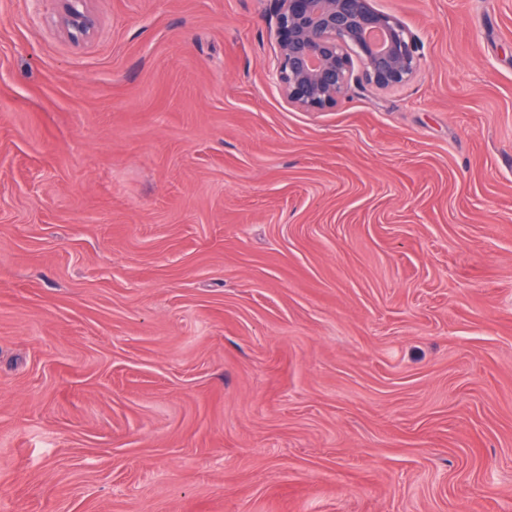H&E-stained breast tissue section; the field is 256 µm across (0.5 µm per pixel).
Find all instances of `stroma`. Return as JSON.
<instances>
[{
  "instance_id": "35a3bbf8",
  "label": "stroma",
  "mask_w": 512,
  "mask_h": 512,
  "mask_svg": "<svg viewBox=\"0 0 512 512\" xmlns=\"http://www.w3.org/2000/svg\"><path fill=\"white\" fill-rule=\"evenodd\" d=\"M289 104L272 0H0V512H512V0H372ZM88 1L61 0L60 25L73 39L82 40L90 37L96 27V18L88 7ZM371 0H275L272 32L279 49L276 81L289 103L306 111L336 106L352 84L389 89L419 69L421 47L395 17ZM371 34L383 35L377 45ZM353 57L359 62L357 73Z\"/></svg>"
}]
</instances>
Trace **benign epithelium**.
Here are the masks:
<instances>
[{
  "label": "benign epithelium",
  "mask_w": 512,
  "mask_h": 512,
  "mask_svg": "<svg viewBox=\"0 0 512 512\" xmlns=\"http://www.w3.org/2000/svg\"><path fill=\"white\" fill-rule=\"evenodd\" d=\"M61 2L59 21L66 34L90 37L96 18L88 0ZM275 14L276 81L288 102L303 110L336 106L352 85L399 86L421 65L415 35L395 17L375 10L371 0H275Z\"/></svg>",
  "instance_id": "benign-epithelium-1"
}]
</instances>
